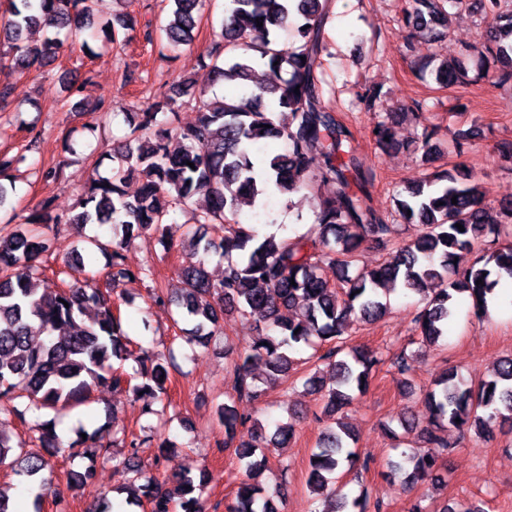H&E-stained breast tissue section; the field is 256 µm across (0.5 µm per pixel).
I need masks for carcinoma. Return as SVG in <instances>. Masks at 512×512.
Here are the masks:
<instances>
[{"label": "carcinoma", "mask_w": 512, "mask_h": 512, "mask_svg": "<svg viewBox=\"0 0 512 512\" xmlns=\"http://www.w3.org/2000/svg\"><path fill=\"white\" fill-rule=\"evenodd\" d=\"M212 0H171V15L156 37L159 52H175L193 44L201 13ZM327 0H224V13L237 24H221L207 54L218 80L233 82L238 90L205 102L195 118L178 121L177 96L189 89L183 80L174 92H157L138 112L125 114L127 131L113 149L112 175L93 177L80 195L77 211L67 217L52 213V201H40L11 231L0 227V415L19 423L28 436L12 440L0 431V465L21 457L16 474L32 478L45 469L44 454L67 452L72 469L68 480L90 486L98 461L115 462L131 477L127 499L149 512H206L195 491L208 480L200 469L171 471L158 477L141 463L136 448L154 441L161 454L175 444L160 426L141 427V434L111 436L100 426L86 437L63 446L56 433L57 414L85 402L95 387L125 392L140 403L141 414L162 421L172 406L169 399L168 355L133 356L131 340L123 330L122 313L112 303L131 280L152 276L150 266L132 270L126 264V244L136 235L153 230L167 250L179 240L197 261L181 268L175 304L192 324L183 339L206 347L223 332L224 311L242 317L251 314L263 322L265 335L232 351L230 374L233 393L216 407L224 426L223 447L233 451L242 474L226 512H277L274 498L286 485L288 465L274 492L253 483L266 470L268 455L295 439L289 423L276 427L267 447L235 442L238 429L251 421L235 410L236 399L256 400L262 390L253 364L262 361L273 383H286L298 364L294 354L302 345L317 347L314 367L303 381L310 395L320 396L322 413L333 425L322 434L309 460L307 486L324 499L321 512L380 510L368 494L352 499L339 493L344 465L358 457L350 447V432L336 415L350 406L370 383L378 353L363 347L343 348L352 326L373 322L388 313L387 295L397 291L420 297L423 308L415 318L421 342L438 343L448 331V321L458 297L466 295L477 321L489 317L486 296L500 280L512 278V243H499L501 226L512 224V202L495 205L473 176L457 178L435 167L417 184L394 195L395 213L406 224L420 226L411 242L394 244L391 225L352 189L361 184L356 149L349 132L340 125L323 99L315 72L320 62V24ZM8 14L0 16V66L23 74L36 65L56 60L65 46L84 39V31L98 26L106 45L118 41L120 30L131 27L125 12L95 23V0H9ZM476 11L489 18L486 37L474 48L479 64L474 74L464 66L444 62L433 70L442 88L488 83L496 86L512 79V7L502 0H408L405 23L427 41L447 27V10ZM295 28L296 40L280 45L278 32ZM45 30L43 40L30 45L24 33L32 27ZM268 69L263 82L253 80L255 68ZM87 80L66 81L75 111L109 116L105 100L90 107L79 99ZM299 93H294V89ZM408 116L417 120L419 107L402 106L377 120L371 137L380 147L397 145L393 124ZM176 137L181 149L172 152L167 140ZM266 139L284 141V152L266 157L258 147ZM37 149V139L23 145L10 159H0V176ZM421 162L432 165L448 151L447 141L425 132L415 145ZM136 181L135 193L127 191ZM321 183L336 184L333 196L316 197L309 230L298 236H260L236 216L244 206L274 185L279 194L315 193ZM457 203H452V197ZM191 212L190 224L173 215ZM464 231H459L456 224ZM112 225V239L91 244L107 258L105 276L85 270L81 258L64 261L74 272L61 286L45 276V262L54 254L61 225ZM487 243L473 256L476 245ZM367 242L387 252L373 268L361 262ZM224 259V274L212 278L206 258ZM334 267L339 281L331 284L320 271ZM481 284H476L477 280ZM135 359L129 374L124 362ZM425 421L402 415L404 434L417 435L423 445L400 454L390 473L401 472L406 484L444 483L443 456L448 448L444 432L472 429L484 438L512 430V354L501 358L493 373L476 382L450 369L423 393ZM48 410L53 415L29 423L27 414Z\"/></svg>", "instance_id": "obj_1"}]
</instances>
